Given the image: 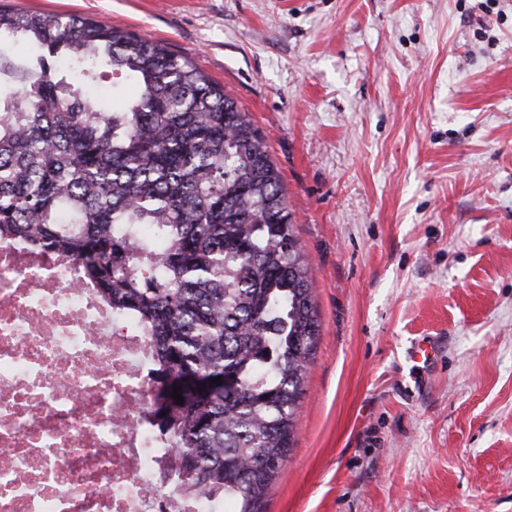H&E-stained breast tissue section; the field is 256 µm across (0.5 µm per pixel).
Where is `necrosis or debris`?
<instances>
[{
    "label": "necrosis or debris",
    "mask_w": 512,
    "mask_h": 512,
    "mask_svg": "<svg viewBox=\"0 0 512 512\" xmlns=\"http://www.w3.org/2000/svg\"><path fill=\"white\" fill-rule=\"evenodd\" d=\"M149 342L78 264L0 239V512H171Z\"/></svg>",
    "instance_id": "4bbe7bcc"
}]
</instances>
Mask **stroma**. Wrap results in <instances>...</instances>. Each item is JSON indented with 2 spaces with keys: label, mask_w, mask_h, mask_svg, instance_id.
I'll list each match as a JSON object with an SVG mask.
<instances>
[{
  "label": "stroma",
  "mask_w": 512,
  "mask_h": 512,
  "mask_svg": "<svg viewBox=\"0 0 512 512\" xmlns=\"http://www.w3.org/2000/svg\"><path fill=\"white\" fill-rule=\"evenodd\" d=\"M6 2L182 52L259 129L320 323L266 512H512V0Z\"/></svg>",
  "instance_id": "stroma-1"
}]
</instances>
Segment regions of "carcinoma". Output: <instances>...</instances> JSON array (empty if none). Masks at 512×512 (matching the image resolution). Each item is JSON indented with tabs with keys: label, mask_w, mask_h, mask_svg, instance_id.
I'll use <instances>...</instances> for the list:
<instances>
[{
	"label": "carcinoma",
	"mask_w": 512,
	"mask_h": 512,
	"mask_svg": "<svg viewBox=\"0 0 512 512\" xmlns=\"http://www.w3.org/2000/svg\"><path fill=\"white\" fill-rule=\"evenodd\" d=\"M33 50L0 95V237L76 260L150 340L177 498L264 512L319 336L311 263L259 129L184 54L103 20L0 6ZM106 65L134 96L91 90ZM222 376L206 389L203 379Z\"/></svg>",
	"instance_id": "carcinoma-1"
}]
</instances>
